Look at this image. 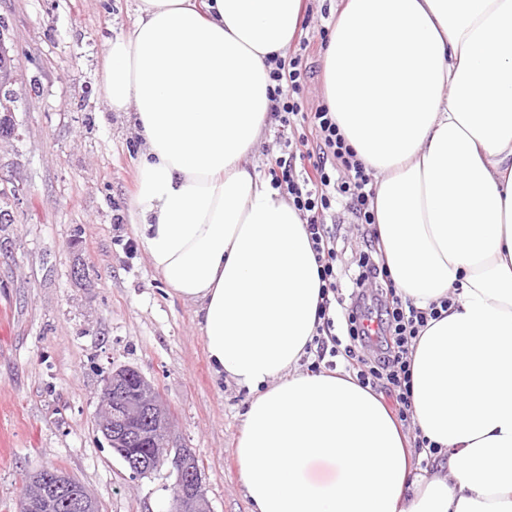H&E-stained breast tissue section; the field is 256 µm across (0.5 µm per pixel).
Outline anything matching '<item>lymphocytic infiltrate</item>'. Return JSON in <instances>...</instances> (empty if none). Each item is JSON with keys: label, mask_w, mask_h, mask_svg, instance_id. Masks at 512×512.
Wrapping results in <instances>:
<instances>
[{"label": "lymphocytic infiltrate", "mask_w": 512, "mask_h": 512, "mask_svg": "<svg viewBox=\"0 0 512 512\" xmlns=\"http://www.w3.org/2000/svg\"><path fill=\"white\" fill-rule=\"evenodd\" d=\"M308 76L303 54L296 53L275 59L268 87L272 119L284 127H308L312 137L303 155L278 156L270 169L272 188L286 195L306 222L322 282L319 326L306 347L314 356L308 368L332 370L338 360H345L358 383L391 401L399 420L405 422L411 418L410 348L428 321L441 313L437 306L423 310L396 294L379 313L366 306L364 282L390 279L370 209L375 190L327 107L306 111L303 90ZM341 203L355 214L365 246L353 287L343 296L337 293L336 235L326 223ZM373 344L379 347L376 356L360 355V348Z\"/></svg>", "instance_id": "f902f5d3"}]
</instances>
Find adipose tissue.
Instances as JSON below:
<instances>
[{"instance_id":"adipose-tissue-1","label":"adipose tissue","mask_w":512,"mask_h":512,"mask_svg":"<svg viewBox=\"0 0 512 512\" xmlns=\"http://www.w3.org/2000/svg\"><path fill=\"white\" fill-rule=\"evenodd\" d=\"M303 0H137L106 41L108 111L139 142L128 208L217 375L245 386L235 457L251 512H512V0H344L325 103L376 176L382 254L429 320L410 355L418 451L348 373L301 371L321 282L298 210L247 159L268 59Z\"/></svg>"}]
</instances>
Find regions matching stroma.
I'll use <instances>...</instances> for the list:
<instances>
[{
	"mask_svg": "<svg viewBox=\"0 0 512 512\" xmlns=\"http://www.w3.org/2000/svg\"><path fill=\"white\" fill-rule=\"evenodd\" d=\"M305 4L311 111L323 103L336 4ZM135 9L136 0H0L17 130L0 141V512H18L26 477L50 465L102 512H170L175 469L131 479L95 426L106 376L126 367L169 406L171 444L198 458L210 512H250L234 462L249 391L210 371L193 307L168 295L145 251L127 258L132 225L114 228L134 192L138 142L105 108L102 49ZM336 229L348 289L361 237L343 208Z\"/></svg>",
	"mask_w": 512,
	"mask_h": 512,
	"instance_id": "35a3bbf8",
	"label": "stroma"
}]
</instances>
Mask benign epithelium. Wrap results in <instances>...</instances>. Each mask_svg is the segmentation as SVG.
Here are the masks:
<instances>
[{"mask_svg": "<svg viewBox=\"0 0 512 512\" xmlns=\"http://www.w3.org/2000/svg\"><path fill=\"white\" fill-rule=\"evenodd\" d=\"M137 375L138 398L121 397L125 379ZM98 407L102 409L99 430L109 446L128 461L130 477L143 478L155 468L169 463L178 471L174 498L179 512H210L202 488L200 471L192 468L195 455L188 448L172 452L171 418L158 390L139 371L116 370L107 375ZM134 441L143 446L144 456L134 459L127 445ZM73 476L58 470L44 469L37 477L38 490L22 494L19 512H46L64 506L72 512H99L97 502L82 491L73 492Z\"/></svg>", "mask_w": 512, "mask_h": 512, "instance_id": "1", "label": "benign epithelium"}]
</instances>
